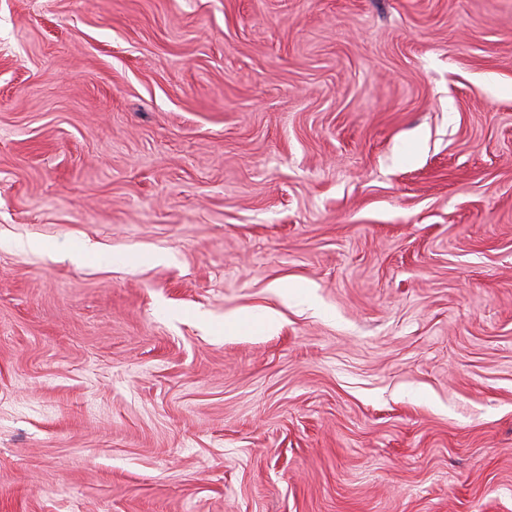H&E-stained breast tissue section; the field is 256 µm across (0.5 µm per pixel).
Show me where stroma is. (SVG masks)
Instances as JSON below:
<instances>
[{
    "label": "stroma",
    "mask_w": 512,
    "mask_h": 512,
    "mask_svg": "<svg viewBox=\"0 0 512 512\" xmlns=\"http://www.w3.org/2000/svg\"><path fill=\"white\" fill-rule=\"evenodd\" d=\"M0 512H512V0H0Z\"/></svg>",
    "instance_id": "obj_1"
}]
</instances>
